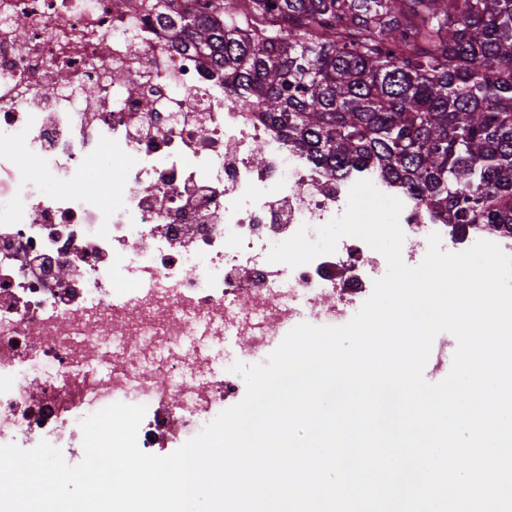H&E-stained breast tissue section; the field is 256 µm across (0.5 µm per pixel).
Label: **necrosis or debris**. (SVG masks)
Segmentation results:
<instances>
[{"label": "necrosis or debris", "instance_id": "necrosis-or-debris-1", "mask_svg": "<svg viewBox=\"0 0 512 512\" xmlns=\"http://www.w3.org/2000/svg\"><path fill=\"white\" fill-rule=\"evenodd\" d=\"M163 7L0 0V445L45 440L73 461L81 420L123 402L146 408L143 452L180 447L245 389L225 367L202 379L191 365L229 336L259 359L267 337L305 316L336 325L371 295L366 269H387L351 236L295 268L269 261L301 227L342 215L353 182L320 172L241 106L223 72L171 49ZM59 72L65 83L43 94ZM401 201L407 265L433 233L453 251L472 246ZM122 267L140 286L118 287ZM86 323L99 334H83ZM147 351L162 353L159 368L136 363Z\"/></svg>", "mask_w": 512, "mask_h": 512}]
</instances>
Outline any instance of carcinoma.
Masks as SVG:
<instances>
[{
	"label": "carcinoma",
	"instance_id": "carcinoma-1",
	"mask_svg": "<svg viewBox=\"0 0 512 512\" xmlns=\"http://www.w3.org/2000/svg\"><path fill=\"white\" fill-rule=\"evenodd\" d=\"M165 27L325 174L512 237V0H184Z\"/></svg>",
	"mask_w": 512,
	"mask_h": 512
}]
</instances>
